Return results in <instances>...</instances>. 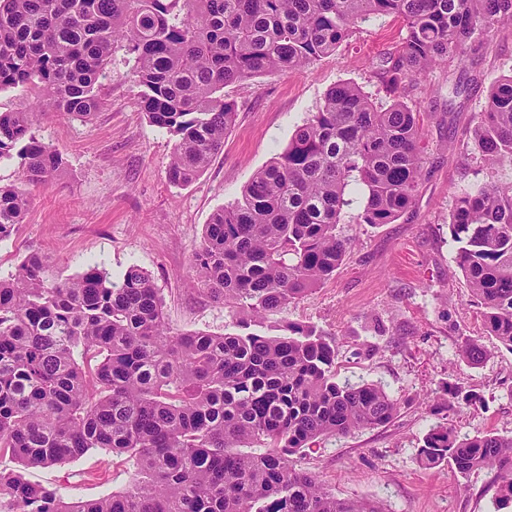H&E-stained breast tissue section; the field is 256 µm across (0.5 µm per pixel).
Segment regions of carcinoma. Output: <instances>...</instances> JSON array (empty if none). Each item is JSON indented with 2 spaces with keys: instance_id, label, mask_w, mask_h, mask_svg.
<instances>
[{
  "instance_id": "1",
  "label": "carcinoma",
  "mask_w": 512,
  "mask_h": 512,
  "mask_svg": "<svg viewBox=\"0 0 512 512\" xmlns=\"http://www.w3.org/2000/svg\"><path fill=\"white\" fill-rule=\"evenodd\" d=\"M382 16L406 29L373 70L389 104L335 84L204 227L192 267L240 314L238 332L171 331L135 264L116 281L97 265L58 280L34 254L0 279V458L18 463L0 469V512H385L336 498L295 456L389 422L395 400L378 384L336 381L335 345L315 327H253L335 274L347 251L337 225L393 224L412 208L423 166L406 83L450 59L467 66L476 37L512 25V0H0V90L40 84V111L89 120L114 44L125 43L143 112L175 137L176 186L224 148L236 114L224 87L305 67ZM33 118L0 112V159L22 144L25 181L46 185L64 160L31 135ZM471 140L489 168L512 166V75L492 85ZM355 188L362 203L347 221ZM29 206L24 190L0 186V240ZM449 228L484 335L512 351V183L457 195ZM489 352L475 339L461 346L474 365ZM93 448L134 459L131 486L68 499L26 478ZM418 462L490 469L498 503L512 501L511 436L460 439L436 424Z\"/></svg>"
}]
</instances>
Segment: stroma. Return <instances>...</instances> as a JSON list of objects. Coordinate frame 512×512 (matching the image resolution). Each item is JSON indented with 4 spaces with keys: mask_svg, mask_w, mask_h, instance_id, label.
Segmentation results:
<instances>
[{
    "mask_svg": "<svg viewBox=\"0 0 512 512\" xmlns=\"http://www.w3.org/2000/svg\"><path fill=\"white\" fill-rule=\"evenodd\" d=\"M404 35L399 20L383 17L309 66L225 87L238 111L224 149L184 187L167 177L174 138L149 123L134 59L116 47L92 120L35 116L32 134L62 155L66 171L26 187V220L0 240V278L31 254L61 279L93 264L117 277L135 264L151 275L172 331L232 329L235 312L211 299L192 270L205 224L287 146L331 86L351 81L384 99L372 62ZM509 72L512 26H502L480 37L473 65L448 61L407 88L405 103L421 115L424 161L413 207L393 224L338 225L352 247L336 273L265 320L269 332L287 322L315 326L336 343L337 380L381 384L398 403L387 424L324 438L300 456L299 465L338 498L376 501L388 512H500L493 473L463 475L445 463L426 469L417 453L438 422L461 437L512 436V351L496 350L476 366L457 353L483 328L448 229L456 195L476 182H512V168L487 169L470 139L491 84ZM450 387L479 395L480 404L437 409ZM133 474L126 457L98 448L26 472L77 498L123 490Z\"/></svg>",
    "mask_w": 512,
    "mask_h": 512,
    "instance_id": "35a3bbf8",
    "label": "stroma"
}]
</instances>
